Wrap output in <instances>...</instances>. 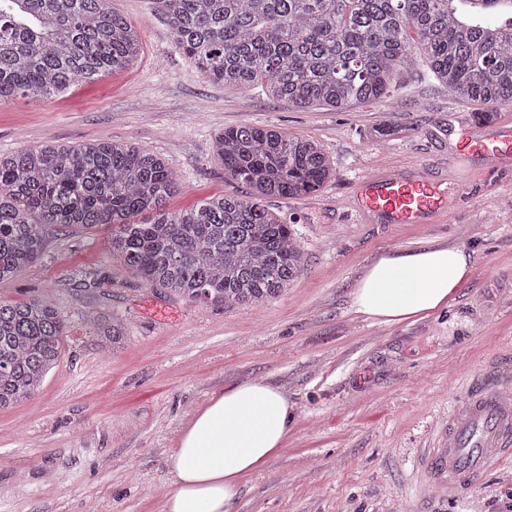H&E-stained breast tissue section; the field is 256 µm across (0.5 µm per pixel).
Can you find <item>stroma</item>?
<instances>
[{
  "instance_id": "obj_1",
  "label": "stroma",
  "mask_w": 512,
  "mask_h": 512,
  "mask_svg": "<svg viewBox=\"0 0 512 512\" xmlns=\"http://www.w3.org/2000/svg\"><path fill=\"white\" fill-rule=\"evenodd\" d=\"M142 48L125 69L34 101L0 102V154L52 141L131 142L174 172L180 210L247 189L224 174V129L273 126L318 143L333 173L315 192L273 198L303 252L299 275L258 306L190 302L143 284L111 254V232L51 229L40 258L0 282V298L51 293L60 357L27 400L0 410V512H162L166 457L182 424L243 380L287 392L283 452L241 487L236 512H512V459L461 503L419 466L452 406L490 376L512 377V167L486 171L462 134L512 123L455 97L425 64L394 102L297 108L207 79L175 46L151 0H112ZM391 172L447 191V220L382 224L356 207L359 182ZM425 239L462 245L474 269L448 308L414 323L354 314L350 292L379 252ZM91 314L122 319L102 352Z\"/></svg>"
}]
</instances>
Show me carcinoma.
Here are the masks:
<instances>
[{"mask_svg": "<svg viewBox=\"0 0 512 512\" xmlns=\"http://www.w3.org/2000/svg\"><path fill=\"white\" fill-rule=\"evenodd\" d=\"M112 0H0V102L46 98L124 68L139 35ZM176 47L206 78L260 88L297 108L341 111L386 101L423 57L460 99L512 104V0H154ZM225 194L169 212L173 171L151 151L114 142L0 155V282L36 261L49 227H114L112 255L144 284L189 301L233 305L277 297L302 251L262 201L318 190L330 175L316 142L238 126L216 140ZM100 346L124 324L92 317ZM50 296L0 300V409L28 399L60 355Z\"/></svg>", "mask_w": 512, "mask_h": 512, "instance_id": "carcinoma-1", "label": "carcinoma"}]
</instances>
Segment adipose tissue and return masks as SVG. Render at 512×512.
<instances>
[{
  "instance_id": "adipose-tissue-1",
  "label": "adipose tissue",
  "mask_w": 512,
  "mask_h": 512,
  "mask_svg": "<svg viewBox=\"0 0 512 512\" xmlns=\"http://www.w3.org/2000/svg\"><path fill=\"white\" fill-rule=\"evenodd\" d=\"M472 272V255L459 245L425 240L386 250L355 282L350 308L383 325L414 322L447 308ZM293 421L287 393L264 381L211 395L167 457L174 481L163 512H236L241 486L282 452Z\"/></svg>"
}]
</instances>
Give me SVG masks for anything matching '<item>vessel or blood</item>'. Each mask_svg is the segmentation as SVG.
Returning <instances> with one entry per match:
<instances>
[{
  "label": "vessel or blood",
  "instance_id": "1",
  "mask_svg": "<svg viewBox=\"0 0 512 512\" xmlns=\"http://www.w3.org/2000/svg\"><path fill=\"white\" fill-rule=\"evenodd\" d=\"M484 167L512 165V126L470 137ZM360 212L388 224H430L447 219V197L437 186L399 173L359 184ZM512 458V385L499 378L478 384L452 410L439 445L420 459L433 486L450 498H466L478 476Z\"/></svg>",
  "mask_w": 512,
  "mask_h": 512
}]
</instances>
